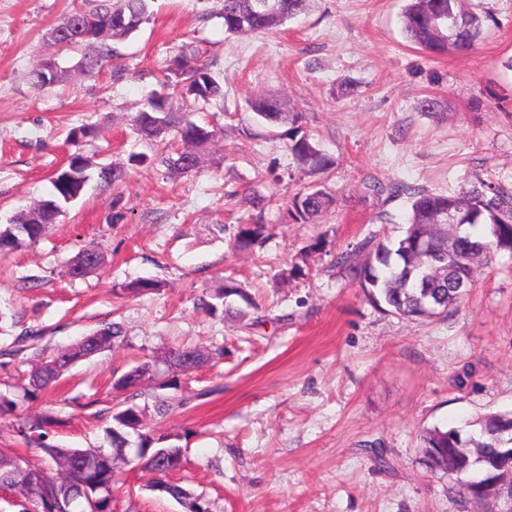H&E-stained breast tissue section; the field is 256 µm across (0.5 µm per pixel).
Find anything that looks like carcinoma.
Listing matches in <instances>:
<instances>
[{"instance_id": "1", "label": "carcinoma", "mask_w": 512, "mask_h": 512, "mask_svg": "<svg viewBox=\"0 0 512 512\" xmlns=\"http://www.w3.org/2000/svg\"><path fill=\"white\" fill-rule=\"evenodd\" d=\"M224 33L229 36L262 33L283 26L288 20L306 12L311 0H275L271 13L257 14L249 0H219ZM82 16L95 25V38L90 41L64 36L55 45L77 49L88 46L76 68L87 75L99 72L112 61L111 42L125 40L150 21L149 0H99L91 9L79 7L59 24ZM489 17L475 12L468 0H407L402 14L407 41L419 50L441 56L452 50L469 51L483 39ZM34 83L53 86L68 80L70 70L59 66L47 80L35 69ZM162 91L148 101L134 117L142 138L151 141L160 162L189 173L200 164L202 156L216 138L218 130L184 118L201 104L224 97L223 81L202 60L194 43L183 44L168 62L161 81ZM250 115L245 129L248 134L268 128H283L279 138L286 141L289 154L297 166L309 174H322L334 167L335 161L322 152L315 139L299 124V113L287 109L285 99L272 94L248 101ZM104 184L115 187L125 181L126 166L120 163L92 166L89 157L75 153L66 168L55 173L52 181L54 198L21 214L12 224L0 230V251L34 243L55 222L69 200L80 198L93 175ZM371 190L387 199L407 195L410 213L403 234L387 243L375 236L359 241L350 252L341 253L336 264L345 279L363 290L366 299L376 307L410 320L441 315L461 302L467 289L474 285L476 264L489 263L498 254L512 256V187L476 178L457 194H440L402 183L373 184ZM252 206L258 209L253 224L236 228L235 242L243 250L267 237L264 208L268 200L252 192ZM335 204L334 196L321 183L308 186L295 194L288 215L296 224H314L318 217ZM460 223L455 247L448 249V216ZM102 263V256L88 263L80 251L71 260L73 276H85ZM161 283L152 280L130 282L122 291L131 296L152 293ZM256 308L251 296L238 283L227 279L200 298V309L214 316L243 323ZM96 343L83 336L75 343L60 347L45 356L34 353L25 394L34 396L56 383L70 366L100 351L123 342L120 324L112 322L96 331ZM224 350L210 352L199 347H170L132 367L119 377L113 389L125 392L112 412V426L106 428L109 447L61 448L48 442L49 431L57 423L51 414H38L18 424L16 433L26 447L43 452L56 467L51 475L45 469L12 448H0V490L13 495L18 512H113L112 489L117 482L116 461L127 456L130 433L137 435L138 466L148 475L147 486L163 485V494L182 504L190 512L211 509L209 501L168 477L183 468L185 449L174 444L160 447L163 437L144 430L148 406L139 405L141 395L135 389L143 376L156 379L158 389H176L179 375L214 358ZM164 375H158L159 368ZM475 429L462 427L429 429L421 436L422 464L432 474L450 478L467 475L474 470L484 473L496 470L499 449L512 446V411L489 412L471 422ZM492 478L466 480L463 489L477 505L494 500L489 482Z\"/></svg>"}]
</instances>
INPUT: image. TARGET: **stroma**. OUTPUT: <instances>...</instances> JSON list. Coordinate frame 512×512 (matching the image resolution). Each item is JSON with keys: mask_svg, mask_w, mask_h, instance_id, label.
<instances>
[{"mask_svg": "<svg viewBox=\"0 0 512 512\" xmlns=\"http://www.w3.org/2000/svg\"><path fill=\"white\" fill-rule=\"evenodd\" d=\"M78 3L0 0V228L50 199L51 177L74 150L103 163L153 154L133 119L182 44L197 45L224 76L223 99L192 115L224 133L196 171L141 166L116 189L91 179L38 243L0 255V351L31 329L49 352L105 322L127 337L34 399L20 389L27 355L0 354V394L17 403L0 417V448L17 447L14 425L42 412L57 419L51 443L103 445L123 398L117 378L166 347H220L222 361L184 376L166 417L147 416L154 435L186 450L172 482L204 495L213 512H477L426 470L420 436L512 410V257L480 267L447 314L419 321L372 306L336 258L405 227L409 199H383L370 184L437 193L477 177L512 185V0H471L492 18L486 38L443 56L406 40V0H313L276 30L230 39L218 0H155L151 22L116 43L111 66L91 77L75 70L78 54L49 45ZM51 58L71 68L69 81L35 86L30 72ZM263 93L285 97L336 159L320 177L336 204L316 223L288 216L312 178L285 141L242 132L248 99ZM429 94L447 111H418ZM81 126L95 133L72 146ZM257 185L272 198L269 236L240 251L233 231L249 222ZM87 248L102 254L101 266L71 277L72 258ZM296 265L302 275H292ZM224 277L254 298L250 327L197 309ZM139 279L162 288L115 295ZM146 482L122 466L116 512H184Z\"/></svg>", "mask_w": 512, "mask_h": 512, "instance_id": "35a3bbf8", "label": "stroma"}]
</instances>
